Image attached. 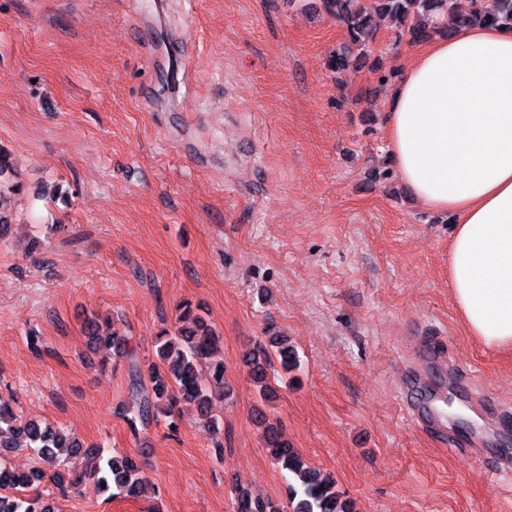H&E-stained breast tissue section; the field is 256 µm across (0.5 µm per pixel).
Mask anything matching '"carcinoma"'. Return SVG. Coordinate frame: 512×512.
<instances>
[{
  "instance_id": "1",
  "label": "carcinoma",
  "mask_w": 512,
  "mask_h": 512,
  "mask_svg": "<svg viewBox=\"0 0 512 512\" xmlns=\"http://www.w3.org/2000/svg\"><path fill=\"white\" fill-rule=\"evenodd\" d=\"M323 11L339 21L346 40L329 55L328 67L336 74L345 72L367 54L374 41V13L382 12L407 32L415 42L434 36L449 35L462 27H512V0H321ZM13 174L5 154L0 152V237L5 236L11 217L5 208L6 192L20 190L12 183ZM91 343L112 349L118 337L108 327L91 323ZM163 367L152 366L144 373L136 354L126 351L129 360V405L126 420L132 431L147 428L158 421L159 414L172 413L173 405L184 400L196 404L200 414L210 417L213 402L224 399V364L211 362L219 336L201 320L194 326H180L160 336ZM280 357L284 373L300 366L294 350L278 336L269 338V347L252 355L255 379L268 398L273 388L267 383L268 360ZM263 440L271 457L281 469L288 471V501L293 512H349L336 491V481L310 470L301 456L280 440L276 428H264ZM11 448H32L37 456L59 470L55 483L65 482V471L73 461L87 454L84 443L76 437L61 434L52 424L25 420L12 408L0 402V452ZM43 474L39 470L19 473L0 461V512H56L54 504L40 494L20 495L22 489H33ZM146 485L141 468L128 456L112 455L96 472L94 486L115 496L135 498ZM237 512H281L270 499L252 496L242 485L235 487Z\"/></svg>"
}]
</instances>
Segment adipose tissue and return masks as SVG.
Masks as SVG:
<instances>
[{
	"instance_id": "ef3b65f1",
	"label": "adipose tissue",
	"mask_w": 512,
	"mask_h": 512,
	"mask_svg": "<svg viewBox=\"0 0 512 512\" xmlns=\"http://www.w3.org/2000/svg\"><path fill=\"white\" fill-rule=\"evenodd\" d=\"M389 156L455 228L448 291L472 336L512 348V28H461L404 69L384 110Z\"/></svg>"
}]
</instances>
